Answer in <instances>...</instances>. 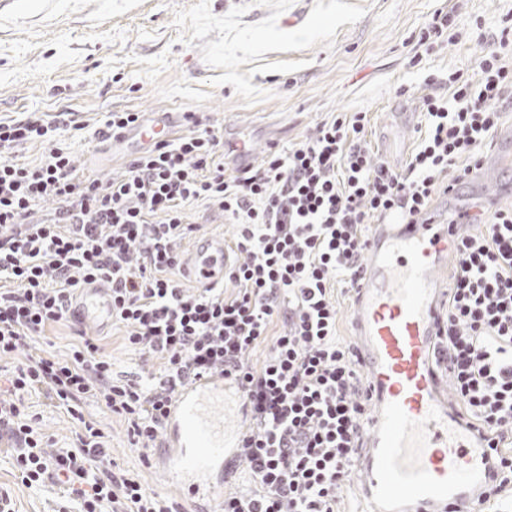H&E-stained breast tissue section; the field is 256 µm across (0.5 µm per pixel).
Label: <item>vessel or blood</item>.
<instances>
[{
  "instance_id": "1",
  "label": "vessel or blood",
  "mask_w": 512,
  "mask_h": 512,
  "mask_svg": "<svg viewBox=\"0 0 512 512\" xmlns=\"http://www.w3.org/2000/svg\"><path fill=\"white\" fill-rule=\"evenodd\" d=\"M179 119L176 112L159 113L148 129L127 139L138 144L154 133L166 136ZM456 229L431 218L373 227L354 316L377 398L368 421V452L357 463L367 498L360 512H448L470 505L487 479V451L442 405V377L433 360L440 314L435 272ZM195 255L192 272L201 282L223 281V242L199 239ZM71 313L82 324L107 326L111 290L98 282L83 285ZM242 400L241 389L220 372L177 392L159 454L165 481L197 501L214 502L225 470L243 456V423L227 413L229 402Z\"/></svg>"
}]
</instances>
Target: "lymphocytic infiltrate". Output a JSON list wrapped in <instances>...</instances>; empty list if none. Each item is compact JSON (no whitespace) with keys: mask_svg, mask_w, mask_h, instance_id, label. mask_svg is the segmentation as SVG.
Here are the masks:
<instances>
[{"mask_svg":"<svg viewBox=\"0 0 512 512\" xmlns=\"http://www.w3.org/2000/svg\"><path fill=\"white\" fill-rule=\"evenodd\" d=\"M493 48L448 74V93L422 97L423 124L405 172L376 161L368 115L340 112L260 164L224 169L210 129L132 154L109 181L76 175L55 143L64 114L0 121V358L13 357L0 389V454L29 489L53 486V512H183L181 503L114 469L92 399L126 425L129 448L159 447L179 388L212 370L238 381L246 402L241 472L221 512H338L355 472L371 395L354 345L340 339L334 294L352 293L367 227L388 213L414 222L438 192L482 164L483 148L512 112V24ZM48 141L39 163L11 156ZM52 202L53 210L37 207ZM205 201L234 228L225 286L181 287V244L195 232L186 205ZM458 232L454 273L433 345L460 418L488 448L490 477L477 505L512 488V207ZM88 280L112 288V320L126 342L158 361L149 376L116 374L98 337L79 333L63 355L39 339L71 322ZM265 349L260 365L250 356ZM43 396L75 426L53 448L26 401Z\"/></svg>","mask_w":512,"mask_h":512,"instance_id":"f902f5d3","label":"lymphocytic infiltrate"}]
</instances>
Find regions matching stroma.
I'll use <instances>...</instances> for the list:
<instances>
[{
    "instance_id": "35a3bbf8",
    "label": "stroma",
    "mask_w": 512,
    "mask_h": 512,
    "mask_svg": "<svg viewBox=\"0 0 512 512\" xmlns=\"http://www.w3.org/2000/svg\"><path fill=\"white\" fill-rule=\"evenodd\" d=\"M453 15L456 39L424 50L420 29L432 13ZM512 15V0H0V120L26 112L72 113L82 135L72 143L79 174L103 181L123 173L129 151L92 132L106 113L184 112L218 130L224 143L246 136L252 164L270 146L285 149L337 112L367 113L375 160L406 167L423 95L447 94L449 70L465 67ZM419 65H411L413 56ZM439 82L426 86L427 74ZM512 206V113L483 165L452 195L438 194L443 222L462 211ZM120 371L151 373L155 362L103 329ZM118 467L197 512L196 502L163 481L127 445L118 418L97 411ZM18 512H50L53 488L34 491L0 457V489Z\"/></svg>"
}]
</instances>
